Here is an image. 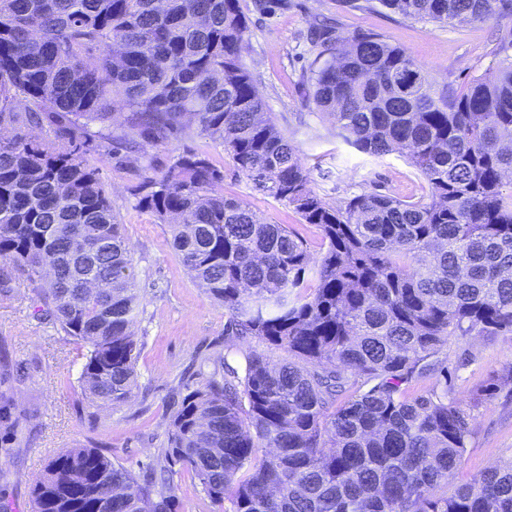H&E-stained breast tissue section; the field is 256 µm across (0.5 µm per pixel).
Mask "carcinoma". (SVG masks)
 <instances>
[{
	"mask_svg": "<svg viewBox=\"0 0 512 512\" xmlns=\"http://www.w3.org/2000/svg\"><path fill=\"white\" fill-rule=\"evenodd\" d=\"M376 2L441 28L512 15V0ZM248 32L241 0H0V294L13 270L25 273L86 348L87 402L129 400L144 297L85 155L131 134L145 146L205 138L316 226L323 249L312 255L293 227L225 196L206 152L184 149L143 177L137 206L168 225L182 265L224 304L227 334L287 354L274 363L245 351L185 383L166 460L194 475L216 512H512V464L434 494L461 462L470 416L446 386L406 395L448 337L512 333V30L460 89L380 34L311 26L307 100L360 152L406 157L429 189L336 206L308 187L242 64ZM115 101L127 109L119 136ZM0 365L7 441L18 421L2 350ZM112 488L121 494L109 501ZM177 491L174 478L157 490L97 446L69 448L35 480L34 512H172Z\"/></svg>",
	"mask_w": 512,
	"mask_h": 512,
	"instance_id": "cac0c4a2",
	"label": "carcinoma"
}]
</instances>
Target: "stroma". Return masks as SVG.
Instances as JSON below:
<instances>
[{
    "label": "stroma",
    "instance_id": "1",
    "mask_svg": "<svg viewBox=\"0 0 512 512\" xmlns=\"http://www.w3.org/2000/svg\"><path fill=\"white\" fill-rule=\"evenodd\" d=\"M248 43L241 55L275 123L299 148L309 171V186L331 205L361 192L403 200L427 194L428 187L399 154L375 158L338 136L327 114L309 105L303 79L314 59L305 35L318 17L333 21L342 35L382 34L429 67L437 82L462 86L491 65L497 36L512 29V17L485 23L435 25L405 21L389 10H353L344 0H287L284 7L259 15L252 0ZM188 148L208 152L224 170V193L237 198L268 222L298 228L311 253L322 249L320 231L300 223L293 209L255 190L236 176L222 147L209 140H189ZM179 145L147 148L145 154L112 144L107 155L90 151L112 209L133 245L137 286L147 305L136 336L138 386L127 402L91 405L78 383L82 358L78 345L40 315L39 301L26 275L14 276L10 296H0V345L8 349L23 378L15 391L24 408L17 440L0 446V512H33L32 488L48 461L67 448L107 446L115 461L146 478L164 466L170 401L190 374L213 372L230 343L224 334L228 315L209 298L180 263L170 245L167 225L138 208L134 189L144 169L160 174ZM448 366V397L471 416L466 452L452 479L451 493L480 471L512 462V334L452 336L435 356Z\"/></svg>",
    "mask_w": 512,
    "mask_h": 512
}]
</instances>
